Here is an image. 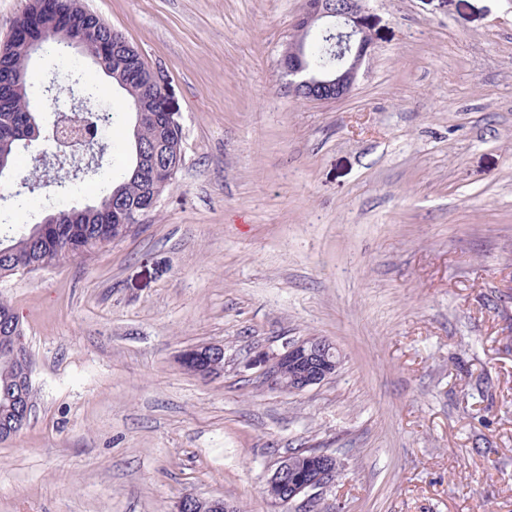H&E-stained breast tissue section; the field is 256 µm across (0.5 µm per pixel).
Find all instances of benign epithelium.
I'll return each instance as SVG.
<instances>
[{
  "label": "benign epithelium",
  "instance_id": "benign-epithelium-1",
  "mask_svg": "<svg viewBox=\"0 0 512 512\" xmlns=\"http://www.w3.org/2000/svg\"><path fill=\"white\" fill-rule=\"evenodd\" d=\"M361 12V0H305L296 23L307 34L331 33L336 63L321 69L303 52L302 45L288 49L286 56L281 58V67L289 76L288 87L295 96L309 102L328 103L350 94L371 45L361 23ZM61 15L59 0H41L28 25L14 26L10 40L34 47L37 45L34 38L36 23L46 17ZM54 112L51 138L58 156L63 154V149L85 142L88 124L71 121L57 105ZM157 201L155 196L147 208L131 213L120 211L115 214V221L127 228L132 223L140 224ZM338 365L335 346L318 336L287 341L282 351L272 354L259 351L248 361V366L259 369L269 387L283 393H300L322 384L336 373ZM338 468L336 458L323 450L282 457L267 482L266 492L271 506L279 509L302 497L308 502L314 500L320 491L335 482ZM195 503L207 512H235L233 505L221 499L203 500L193 495L181 498L177 512H184Z\"/></svg>",
  "mask_w": 512,
  "mask_h": 512
}]
</instances>
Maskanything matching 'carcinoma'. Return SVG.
Here are the masks:
<instances>
[{
	"label": "carcinoma",
	"instance_id": "1",
	"mask_svg": "<svg viewBox=\"0 0 512 512\" xmlns=\"http://www.w3.org/2000/svg\"><path fill=\"white\" fill-rule=\"evenodd\" d=\"M63 2L72 5L71 38L83 43L85 52L97 58L100 69L124 92L129 109L135 114L146 113L147 121L133 127L132 157L126 176L112 184L92 208L58 209L52 212V224H31L16 232L0 229V278L54 266L124 238L121 225L112 219V209L137 208L151 198L155 187L151 161L178 166L182 162V129L164 112L158 89L149 84L150 67L141 54L122 34L86 12L80 0ZM53 29L54 20L47 18L42 28L35 30L38 54L62 47ZM310 51L319 65L332 64L329 40L316 38ZM29 63L23 45L8 41L0 45V163L16 172L20 171L21 147L51 94L49 86L34 89ZM13 315L12 306L0 300V438L5 440L22 429L16 419L13 394L16 378L24 366L31 364L28 352L19 359L7 349L13 337L23 335L22 325L12 321Z\"/></svg>",
	"mask_w": 512,
	"mask_h": 512
}]
</instances>
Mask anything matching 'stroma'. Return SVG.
Listing matches in <instances>:
<instances>
[{
	"instance_id": "1",
	"label": "stroma",
	"mask_w": 512,
	"mask_h": 512,
	"mask_svg": "<svg viewBox=\"0 0 512 512\" xmlns=\"http://www.w3.org/2000/svg\"><path fill=\"white\" fill-rule=\"evenodd\" d=\"M163 71L182 163L140 227L0 278L33 410L0 443V512H176L187 493L274 512L295 448L340 470L314 509L512 512V0H364L371 54L344 100L296 98L278 61L303 0H83ZM39 86L106 114L97 165L0 182L18 227L122 180L134 116L69 47ZM319 336L340 365L297 394L256 351ZM224 347L203 379L181 350Z\"/></svg>"
}]
</instances>
